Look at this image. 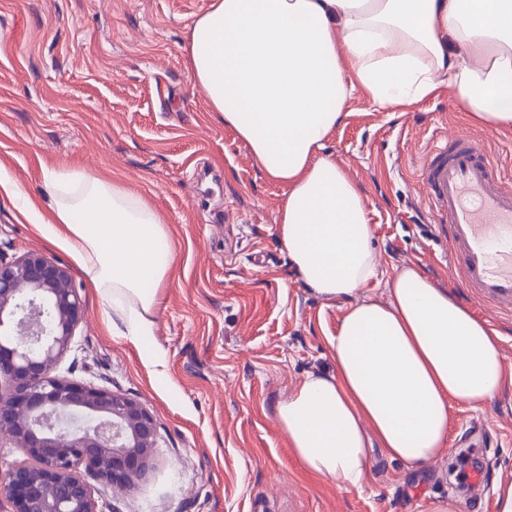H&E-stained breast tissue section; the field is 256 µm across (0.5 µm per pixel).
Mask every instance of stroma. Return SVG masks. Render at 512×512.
Segmentation results:
<instances>
[{
  "mask_svg": "<svg viewBox=\"0 0 512 512\" xmlns=\"http://www.w3.org/2000/svg\"><path fill=\"white\" fill-rule=\"evenodd\" d=\"M211 0H0V255L34 250L70 268L88 317L56 372L109 387L152 410L149 470L123 490L95 484L105 512H496L512 482V384L479 410L448 409V453L410 467L371 449L360 489L309 473L276 407L306 375L334 372L328 339L344 305L314 296L276 236L283 194L247 144L210 112L186 68L191 21ZM325 150L368 200L378 273L361 297L387 298V280L414 266L451 288L448 245L423 202L420 160L442 132L488 138L512 177V130L472 123L445 89L405 112L362 94ZM105 173L151 201L176 257L162 284L150 343L113 336L105 305L75 255L43 230L44 173ZM34 203L22 211L14 192ZM482 462L477 493L459 472Z\"/></svg>",
  "mask_w": 512,
  "mask_h": 512,
  "instance_id": "stroma-1",
  "label": "stroma"
}]
</instances>
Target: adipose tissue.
<instances>
[{"instance_id":"obj_1","label":"adipose tissue","mask_w":512,"mask_h":512,"mask_svg":"<svg viewBox=\"0 0 512 512\" xmlns=\"http://www.w3.org/2000/svg\"><path fill=\"white\" fill-rule=\"evenodd\" d=\"M186 64L210 111L284 188L277 233L319 299L346 302L328 340L334 373L305 376L277 405L298 460L360 489L369 439L414 467L448 451V408L492 401L512 372L496 337L416 267L387 301H355L376 274L366 198L325 140L355 92L405 111L456 91L471 120L512 128V0H212L188 29ZM51 233L76 254L113 315L147 339L174 261L150 204L105 175L51 169Z\"/></svg>"}]
</instances>
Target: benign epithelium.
Listing matches in <instances>:
<instances>
[{
  "mask_svg": "<svg viewBox=\"0 0 512 512\" xmlns=\"http://www.w3.org/2000/svg\"><path fill=\"white\" fill-rule=\"evenodd\" d=\"M85 320L68 267L36 251L0 258V435L25 455L0 473V512H103L81 470L123 486L152 461L146 404L54 373Z\"/></svg>",
  "mask_w": 512,
  "mask_h": 512,
  "instance_id": "obj_1",
  "label": "benign epithelium"
}]
</instances>
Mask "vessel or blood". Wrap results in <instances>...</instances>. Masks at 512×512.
Segmentation results:
<instances>
[{
    "label": "vessel or blood",
    "instance_id": "obj_1",
    "mask_svg": "<svg viewBox=\"0 0 512 512\" xmlns=\"http://www.w3.org/2000/svg\"><path fill=\"white\" fill-rule=\"evenodd\" d=\"M419 179L457 288L495 316L512 314V187L488 149L445 136L424 154Z\"/></svg>",
    "mask_w": 512,
    "mask_h": 512
}]
</instances>
